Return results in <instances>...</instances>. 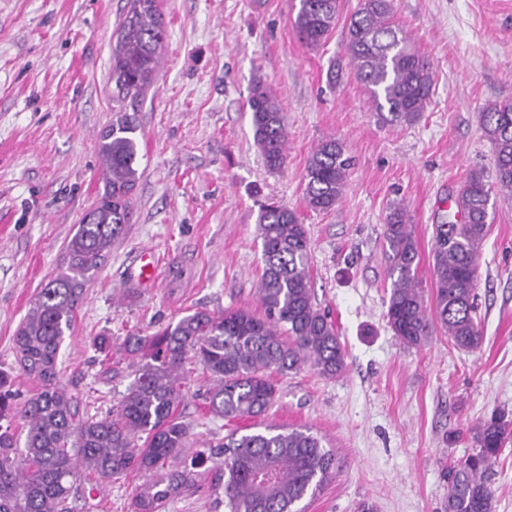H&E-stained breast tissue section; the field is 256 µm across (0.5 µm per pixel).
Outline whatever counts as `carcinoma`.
I'll return each mask as SVG.
<instances>
[{"instance_id":"obj_1","label":"carcinoma","mask_w":512,"mask_h":512,"mask_svg":"<svg viewBox=\"0 0 512 512\" xmlns=\"http://www.w3.org/2000/svg\"><path fill=\"white\" fill-rule=\"evenodd\" d=\"M291 23L311 49L336 28L339 0H293ZM112 48V124L100 135L104 192L69 239L55 275L32 302L15 336L21 372L37 391L17 401L0 372V512H74L79 471L102 481L153 473L140 488L135 512H162L166 502L209 478L224 490L227 512H298L308 494L330 478L334 454L308 429L239 433L235 429L189 454L190 425L178 414L194 359L209 376L208 412L229 421L257 418L277 394L272 374L308 365L333 379L346 368L331 316L314 303L310 238L297 212L269 199L259 204L257 236L263 268L259 310L233 307L215 315L196 310L151 336H129L124 351L137 358L133 380L116 408L101 417L79 411L61 384L58 356L87 285L131 223L140 179L139 117L154 84L166 37L160 0H128ZM356 78L383 123L412 125L426 111L434 82L430 62L395 22L393 0H358L345 44ZM246 106L254 142L271 170L287 159L286 117L265 81L253 79ZM482 129L495 151L492 179L474 172L454 199L456 212L435 227L432 302L417 277L418 248L406 209L386 216L391 289L387 324L405 346H424L440 329L458 349L483 340L476 316L477 259L490 224L491 198L512 202V102H491ZM352 166L345 143L320 141L304 174V202L313 212L336 208ZM27 427L19 446L13 422ZM512 438V423L494 416L475 431V448L449 470L446 512H493L488 471Z\"/></svg>"}]
</instances>
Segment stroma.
Instances as JSON below:
<instances>
[{
	"mask_svg": "<svg viewBox=\"0 0 512 512\" xmlns=\"http://www.w3.org/2000/svg\"><path fill=\"white\" fill-rule=\"evenodd\" d=\"M318 50L292 29L291 0H162L167 38L155 87L139 114L142 176L134 215L86 289L60 349L66 390L89 414L115 405L132 377L124 337L149 336L194 310L258 308V201L296 210L308 229L317 304L329 310L347 368L275 375L277 397L258 426L307 428L336 454V469L304 512H445L450 467L493 413L512 418V207L497 202L478 258L479 350L436 333L404 346L385 318L391 281L385 218L404 204L434 286V226L470 174L493 172L481 129L487 103L512 101V0H394L395 19L435 73L431 103L412 126L377 121L344 54L346 18ZM126 0H0V370L21 398L16 330L64 248L104 190L97 165L112 122V33ZM263 76L287 118V161L269 170L246 108ZM354 159L336 208H306L303 176L324 138ZM151 249L158 277L134 276ZM192 366L180 406L194 450L248 420L208 413ZM146 478L103 482L79 473L76 512H133Z\"/></svg>",
	"mask_w": 512,
	"mask_h": 512,
	"instance_id": "stroma-1",
	"label": "stroma"
}]
</instances>
